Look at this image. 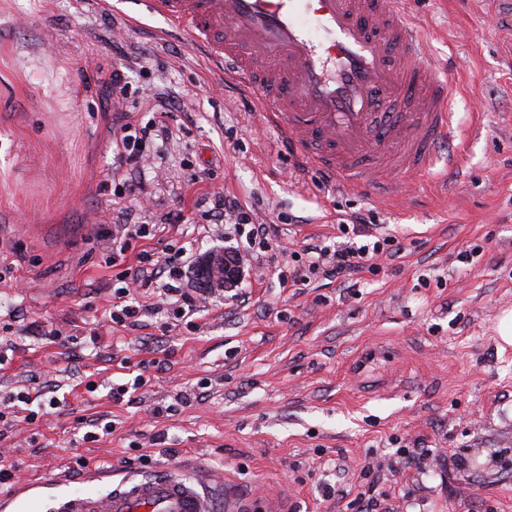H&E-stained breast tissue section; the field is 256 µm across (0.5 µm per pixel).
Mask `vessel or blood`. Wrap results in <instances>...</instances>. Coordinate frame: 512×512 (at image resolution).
Masks as SVG:
<instances>
[{"instance_id": "b4317fda", "label": "vessel or blood", "mask_w": 512, "mask_h": 512, "mask_svg": "<svg viewBox=\"0 0 512 512\" xmlns=\"http://www.w3.org/2000/svg\"><path fill=\"white\" fill-rule=\"evenodd\" d=\"M235 80L299 167L397 194L452 140L451 80L406 0H139ZM235 491L178 472L127 479L60 512H243Z\"/></svg>"}]
</instances>
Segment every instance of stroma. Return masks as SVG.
<instances>
[{
	"mask_svg": "<svg viewBox=\"0 0 512 512\" xmlns=\"http://www.w3.org/2000/svg\"><path fill=\"white\" fill-rule=\"evenodd\" d=\"M116 3L0 0V399L66 397L34 423L0 422L6 512H57L184 465L251 512H512V346L495 333L512 310V62L486 0H408L431 55L457 63L464 151L394 201L296 170L251 98L163 18ZM119 49L137 63L115 101L169 130L131 176L144 220L175 221L113 261L104 236L129 199L122 177L105 182L101 104ZM152 90L184 111L150 115ZM219 195L245 214L237 229L213 224ZM364 233L385 246L360 272H308L313 249ZM216 250L242 258L240 281L176 315L174 286L196 292ZM177 251L181 282L139 289V315L113 323L120 273ZM96 418L111 434L84 441Z\"/></svg>",
	"mask_w": 512,
	"mask_h": 512,
	"instance_id": "1",
	"label": "stroma"
}]
</instances>
